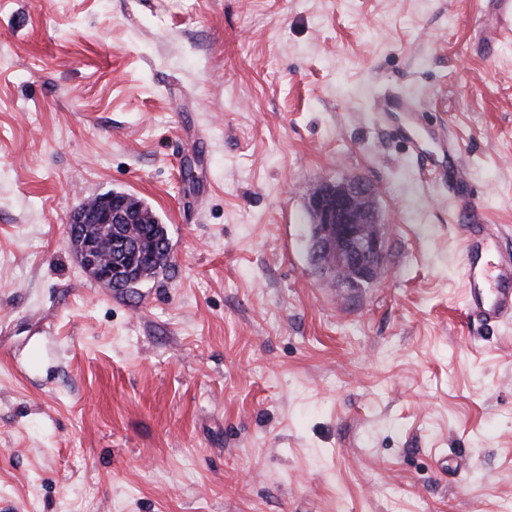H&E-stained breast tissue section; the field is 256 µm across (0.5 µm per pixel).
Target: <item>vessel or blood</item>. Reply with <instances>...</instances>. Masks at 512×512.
Instances as JSON below:
<instances>
[{
	"label": "vessel or blood",
	"instance_id": "vessel-or-blood-1",
	"mask_svg": "<svg viewBox=\"0 0 512 512\" xmlns=\"http://www.w3.org/2000/svg\"><path fill=\"white\" fill-rule=\"evenodd\" d=\"M491 18L486 21L478 37L485 45H492L501 37L512 33V0H489ZM442 151L453 161L443 172L448 188L454 194L458 206L473 208L474 198L470 191L471 174L465 165L455 161L456 144L446 131L435 132ZM464 236V279L468 310L489 325L512 319V254L498 255L494 264L483 258L482 245L489 236L484 224H467Z\"/></svg>",
	"mask_w": 512,
	"mask_h": 512
}]
</instances>
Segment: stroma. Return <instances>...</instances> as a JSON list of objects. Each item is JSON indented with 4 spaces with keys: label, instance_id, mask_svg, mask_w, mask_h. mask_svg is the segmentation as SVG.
Returning <instances> with one entry per match:
<instances>
[{
    "label": "stroma",
    "instance_id": "1",
    "mask_svg": "<svg viewBox=\"0 0 512 512\" xmlns=\"http://www.w3.org/2000/svg\"><path fill=\"white\" fill-rule=\"evenodd\" d=\"M486 0H0V512H512V321L466 309L447 125L512 251V38ZM423 117L384 118L378 99ZM378 191L381 278L309 256ZM111 191L170 268L119 294L69 219ZM44 348L33 358L35 348ZM488 2L492 6L491 19L481 26L478 33V38L486 46H490L504 35L512 33V1L489 0ZM374 188L360 179L321 182L308 203L314 228L313 262L332 270L342 288L376 281L383 270L384 237Z\"/></svg>",
    "mask_w": 512,
    "mask_h": 512
}]
</instances>
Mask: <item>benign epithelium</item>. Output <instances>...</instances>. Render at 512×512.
I'll return each mask as SVG.
<instances>
[{
  "label": "benign epithelium",
  "mask_w": 512,
  "mask_h": 512,
  "mask_svg": "<svg viewBox=\"0 0 512 512\" xmlns=\"http://www.w3.org/2000/svg\"><path fill=\"white\" fill-rule=\"evenodd\" d=\"M374 188L360 179L324 181L308 203L314 228L313 262L333 271L337 283L348 288L361 279L373 282L383 270L384 237L382 224L373 204ZM154 217L136 199L115 192L82 201L70 217V239L77 225L152 224ZM85 271L96 281L112 284V234L78 240Z\"/></svg>",
  "instance_id": "obj_1"
}]
</instances>
